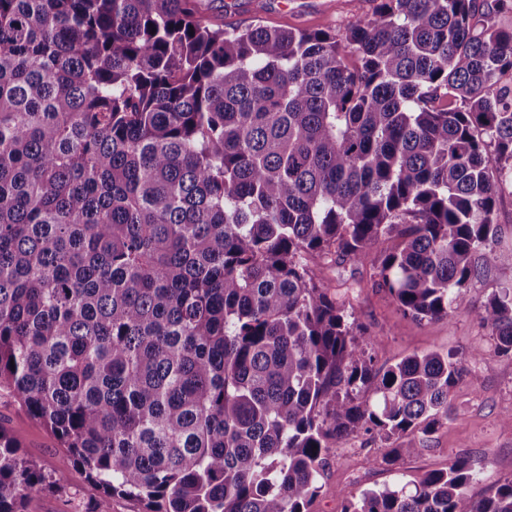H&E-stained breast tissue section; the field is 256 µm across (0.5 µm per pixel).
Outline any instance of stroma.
<instances>
[{
  "label": "stroma",
  "mask_w": 512,
  "mask_h": 512,
  "mask_svg": "<svg viewBox=\"0 0 512 512\" xmlns=\"http://www.w3.org/2000/svg\"><path fill=\"white\" fill-rule=\"evenodd\" d=\"M374 0H214L213 12L225 27L251 25L330 28L343 34L355 20L370 17ZM315 279L348 293L355 318L376 336V366H389L413 353L439 352L466 356L480 353L478 380L463 378L452 390L455 413L429 438L416 456L386 464L379 438L358 436L336 443L321 488L309 512H343L345 501L369 489L412 482L428 471L447 468L456 458H470L474 478L470 495L481 499L512 478V428L502 424L500 410L512 404V358L498 355L479 314L487 299L512 286V267L481 270L465 290L463 303L450 318L417 322L404 317L391 296L374 287L370 263L346 258L330 265L309 261ZM0 428L20 445V452L58 487L30 494L28 512H95L101 488L78 466L61 462L62 450L51 432L0 388Z\"/></svg>",
  "instance_id": "1"
}]
</instances>
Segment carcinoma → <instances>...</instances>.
Returning a JSON list of instances; mask_svg holds the SVG:
<instances>
[{
  "label": "carcinoma",
  "mask_w": 512,
  "mask_h": 512,
  "mask_svg": "<svg viewBox=\"0 0 512 512\" xmlns=\"http://www.w3.org/2000/svg\"><path fill=\"white\" fill-rule=\"evenodd\" d=\"M375 2L340 37L228 30L211 0H0V388L98 512H308L334 442L413 456L479 377L478 353L377 367L308 265L400 239L373 281L420 322L512 266V0ZM480 323L512 358V287ZM473 475L343 512H512V479L477 500ZM52 485L0 428V512ZM495 220L501 228L504 244L512 247V194L510 192H505L498 198Z\"/></svg>",
  "instance_id": "1"
}]
</instances>
